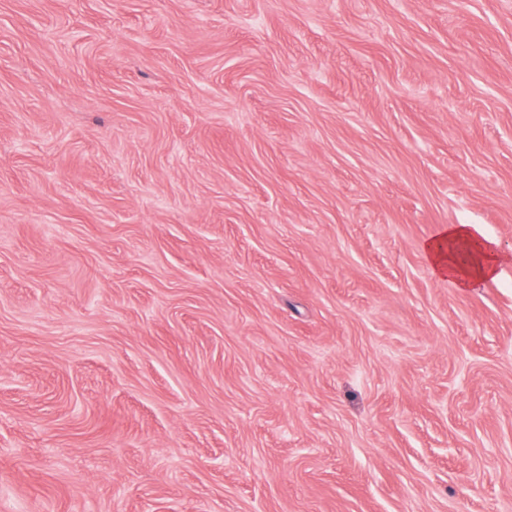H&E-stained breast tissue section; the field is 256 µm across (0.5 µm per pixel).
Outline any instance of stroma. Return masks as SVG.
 Masks as SVG:
<instances>
[{"mask_svg": "<svg viewBox=\"0 0 512 512\" xmlns=\"http://www.w3.org/2000/svg\"><path fill=\"white\" fill-rule=\"evenodd\" d=\"M0 512H512V0H0ZM423 250L437 276L464 289L494 281L503 259L498 243L476 224L443 225Z\"/></svg>", "mask_w": 512, "mask_h": 512, "instance_id": "1", "label": "stroma"}]
</instances>
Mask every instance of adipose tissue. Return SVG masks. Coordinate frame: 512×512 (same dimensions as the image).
<instances>
[{
    "label": "adipose tissue",
    "mask_w": 512,
    "mask_h": 512,
    "mask_svg": "<svg viewBox=\"0 0 512 512\" xmlns=\"http://www.w3.org/2000/svg\"><path fill=\"white\" fill-rule=\"evenodd\" d=\"M423 250L437 276L464 289L494 281L503 259L498 243L475 224L441 226Z\"/></svg>",
    "instance_id": "obj_1"
}]
</instances>
